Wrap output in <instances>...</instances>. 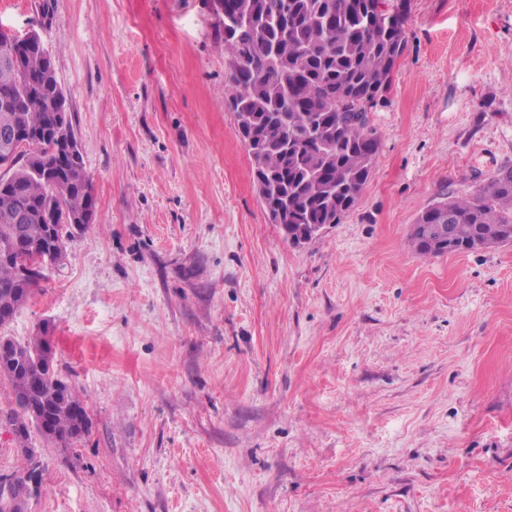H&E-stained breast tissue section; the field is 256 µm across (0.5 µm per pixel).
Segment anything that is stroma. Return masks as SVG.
<instances>
[{
  "mask_svg": "<svg viewBox=\"0 0 512 512\" xmlns=\"http://www.w3.org/2000/svg\"><path fill=\"white\" fill-rule=\"evenodd\" d=\"M0 0L51 50L96 202L7 327L48 329L92 431L27 512H512V242L423 256L512 165V0H407L354 209L293 245L203 0Z\"/></svg>",
  "mask_w": 512,
  "mask_h": 512,
  "instance_id": "1",
  "label": "stroma"
}]
</instances>
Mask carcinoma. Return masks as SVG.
Here are the masks:
<instances>
[{
	"mask_svg": "<svg viewBox=\"0 0 512 512\" xmlns=\"http://www.w3.org/2000/svg\"><path fill=\"white\" fill-rule=\"evenodd\" d=\"M405 0L385 9L384 0H224L216 38L230 56L224 101L249 146L252 173L266 212L281 213L288 239L307 234L311 224H338L355 207L379 149L371 110L386 100L391 75L404 52L401 21L373 26L367 19L400 16ZM0 43V92L18 106L10 115L42 138L15 157L12 181L27 192L32 213L23 224L0 222V328L28 302L43 274L22 276L17 267L23 243L40 242L65 255V235L51 234L50 221L80 216L94 206L85 168L44 174L51 152L50 131L58 82L46 75L50 52L34 49L18 58ZM449 229L437 238L433 226ZM512 242V166L499 168L469 195H443L419 214L408 243L420 255L442 256ZM9 345L0 354V380L9 383L16 408L0 411V426L13 435L25 468L0 477V512H24L18 503L43 486L40 456L31 428L46 444L67 450L90 434L83 400L46 359V336Z\"/></svg>",
	"mask_w": 512,
	"mask_h": 512,
	"instance_id": "cac0c4a2",
	"label": "carcinoma"
}]
</instances>
